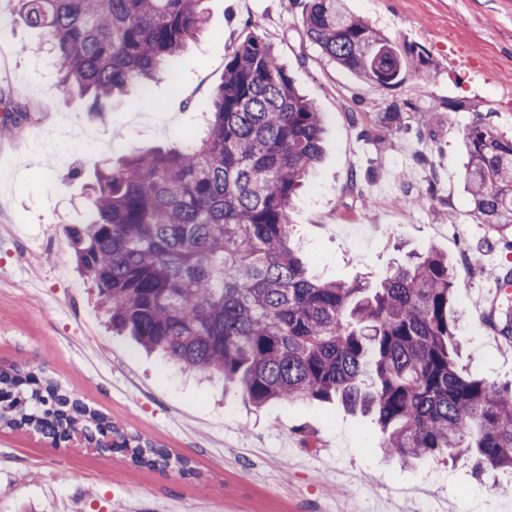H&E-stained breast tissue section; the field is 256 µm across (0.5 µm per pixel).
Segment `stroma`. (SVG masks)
Instances as JSON below:
<instances>
[{
	"mask_svg": "<svg viewBox=\"0 0 512 512\" xmlns=\"http://www.w3.org/2000/svg\"><path fill=\"white\" fill-rule=\"evenodd\" d=\"M351 14L431 62L426 79L385 88L330 61L303 32L298 0H204L206 29L145 94L92 121L80 96H55L51 45L16 20L0 54V101L16 126L0 140V367L41 364L127 432L189 460L192 474L133 465L122 453L52 445L0 430V512H512V472L472 462L403 464L370 418L317 402L248 407L239 388L182 372L113 334L76 269L70 230L106 160L203 134L229 45L254 31L325 116L322 162L291 222L314 271L375 279L405 252L435 247L454 269L463 373L512 385V344L476 314L512 249L475 223L461 142L484 118L512 137V0H346ZM403 103L399 122L385 114ZM456 109H449V102ZM429 123L418 126V113ZM357 179L361 193L348 190ZM417 198L414 206L404 205Z\"/></svg>",
	"mask_w": 512,
	"mask_h": 512,
	"instance_id": "obj_1",
	"label": "stroma"
}]
</instances>
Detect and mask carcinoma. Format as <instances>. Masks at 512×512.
I'll use <instances>...</instances> for the list:
<instances>
[{
  "label": "carcinoma",
  "mask_w": 512,
  "mask_h": 512,
  "mask_svg": "<svg viewBox=\"0 0 512 512\" xmlns=\"http://www.w3.org/2000/svg\"><path fill=\"white\" fill-rule=\"evenodd\" d=\"M202 0H18L55 48V91L88 112L164 73L206 24ZM304 34L361 80L390 88L429 61L351 15L344 0H306ZM208 133L134 151L98 172L76 264L112 327L182 367L224 375L245 401L334 402L371 416L400 462L466 455L478 472L512 471V386L463 374L450 315L453 270L429 248L371 285L323 280L300 255L290 209L322 158L324 118L273 47L248 32L224 57ZM462 181L479 224L512 234V138L466 129ZM489 323L512 341V311ZM53 442L81 432L132 449L148 468L191 472L167 448L128 434L41 369L0 370V427Z\"/></svg>",
  "instance_id": "1"
}]
</instances>
